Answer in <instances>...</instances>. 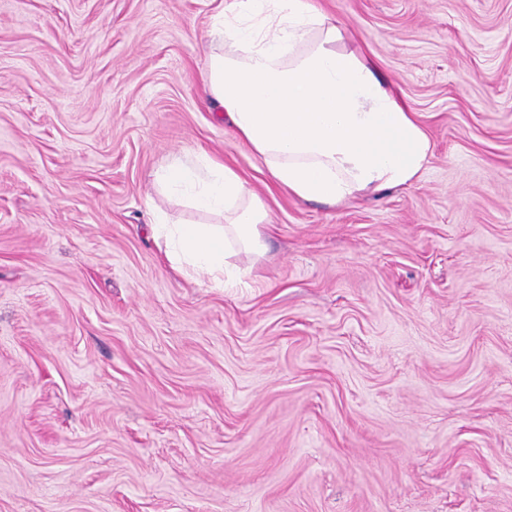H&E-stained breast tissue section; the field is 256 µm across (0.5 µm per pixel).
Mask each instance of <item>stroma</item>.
<instances>
[{"label":"stroma","mask_w":512,"mask_h":512,"mask_svg":"<svg viewBox=\"0 0 512 512\" xmlns=\"http://www.w3.org/2000/svg\"><path fill=\"white\" fill-rule=\"evenodd\" d=\"M415 113L412 186H275L210 106L221 0H0V512H512V0H320ZM206 152L269 208L242 288L155 209Z\"/></svg>","instance_id":"obj_1"}]
</instances>
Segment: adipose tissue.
<instances>
[{"label": "adipose tissue", "mask_w": 512, "mask_h": 512, "mask_svg": "<svg viewBox=\"0 0 512 512\" xmlns=\"http://www.w3.org/2000/svg\"><path fill=\"white\" fill-rule=\"evenodd\" d=\"M204 73L212 107L302 201L341 204L414 184L433 156L413 113L351 34L316 0H226ZM160 193L220 216L217 224L160 221L154 231L173 268L201 283L240 288V253L264 255L272 218L261 197L214 159H176L156 174Z\"/></svg>", "instance_id": "1"}]
</instances>
